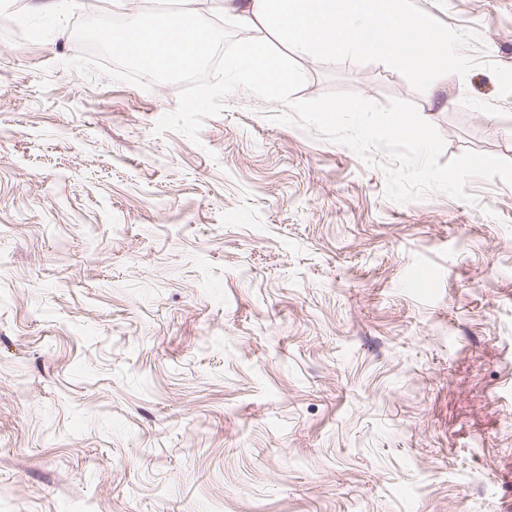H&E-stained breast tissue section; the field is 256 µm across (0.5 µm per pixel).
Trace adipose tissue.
Returning a JSON list of instances; mask_svg holds the SVG:
<instances>
[{
  "mask_svg": "<svg viewBox=\"0 0 512 512\" xmlns=\"http://www.w3.org/2000/svg\"><path fill=\"white\" fill-rule=\"evenodd\" d=\"M225 20L273 33L294 52L325 63L349 53L367 65L396 60L434 83L437 65L456 50L453 32L409 18L407 0H218Z\"/></svg>",
  "mask_w": 512,
  "mask_h": 512,
  "instance_id": "adipose-tissue-1",
  "label": "adipose tissue"
}]
</instances>
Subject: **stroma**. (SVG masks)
Returning <instances> with one entry per match:
<instances>
[{
    "label": "stroma",
    "instance_id": "stroma-1",
    "mask_svg": "<svg viewBox=\"0 0 512 512\" xmlns=\"http://www.w3.org/2000/svg\"><path fill=\"white\" fill-rule=\"evenodd\" d=\"M0 32V512H512V187L397 203L238 90L199 142L66 67L87 13ZM418 73L296 55L298 98L414 103L443 160H512V0H408Z\"/></svg>",
    "mask_w": 512,
    "mask_h": 512
}]
</instances>
